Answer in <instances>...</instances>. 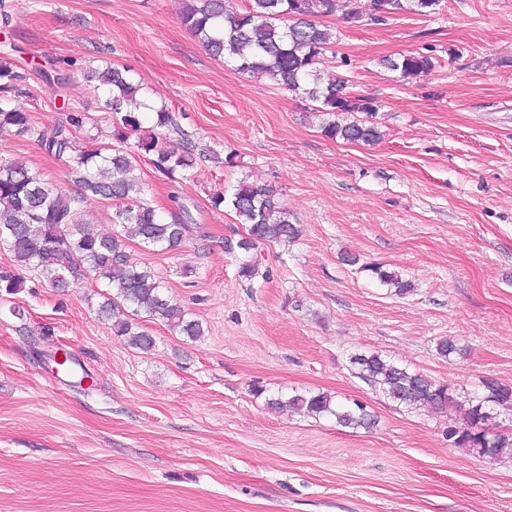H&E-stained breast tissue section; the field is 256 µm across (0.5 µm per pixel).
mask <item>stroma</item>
Here are the masks:
<instances>
[{"label": "stroma", "mask_w": 512, "mask_h": 512, "mask_svg": "<svg viewBox=\"0 0 512 512\" xmlns=\"http://www.w3.org/2000/svg\"><path fill=\"white\" fill-rule=\"evenodd\" d=\"M180 0H0V64L24 81L11 104L37 126L68 112L97 118L80 142L111 137L105 92L82 70L105 60L130 71L177 130L235 163L197 159L169 181L140 158L153 206L171 196L198 227L173 250L124 238L205 334L149 323L151 352L131 348L97 316L100 284L49 288L24 270L0 292V512H512V459L448 445L456 407L409 409L357 377L352 355L376 352L448 384H512V0H440L352 26L325 17L337 41L323 70L374 98L383 138L324 137L308 101L211 56L182 24ZM432 57L412 81L384 66ZM66 71L65 89L45 71ZM19 159L66 185L62 160L34 138L0 130V160ZM272 187L302 234L243 255L245 235L211 196L239 181ZM413 282L388 295L346 256ZM258 272L239 274L243 259ZM23 307L24 320L11 317ZM447 337L461 355L436 353ZM75 373L55 372L59 348ZM87 370L93 387L80 385ZM327 392L366 405L375 427L276 412L268 397Z\"/></svg>", "instance_id": "stroma-1"}]
</instances>
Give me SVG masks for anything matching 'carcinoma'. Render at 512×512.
Instances as JSON below:
<instances>
[{
	"instance_id": "1",
	"label": "carcinoma",
	"mask_w": 512,
	"mask_h": 512,
	"mask_svg": "<svg viewBox=\"0 0 512 512\" xmlns=\"http://www.w3.org/2000/svg\"><path fill=\"white\" fill-rule=\"evenodd\" d=\"M358 0H243L236 9L231 0H182L181 21L215 57L235 64L242 73L266 77L294 94L316 103L310 113L322 117L321 133L331 140L373 145L382 134L375 121L376 101L368 96L346 97L352 89L349 77L320 69L326 52L336 43V32L317 18L342 13L351 22V7ZM439 0H371V9L387 15L432 13ZM383 65L404 80L426 75L432 57L400 54ZM95 78L107 88L104 109L111 114L112 142L93 138L80 146L75 132L92 122L84 112L72 111L66 121L39 128L31 114L10 106L8 94L24 80L12 66L0 64V128L36 138L48 154L62 159L74 176L77 189L70 191L42 177L20 160L0 161V251L8 253L13 266L36 271L58 292L70 282L86 279L106 287L100 316L112 321V332L144 353L152 351L154 337L147 322H162L168 329L192 341L204 335L202 323L166 293L155 274L132 261L122 238H137L146 248L173 249L191 231L192 217L183 205L162 216L143 197L135 174L137 157H149L153 168L172 178L193 167L194 155L216 163L233 164V156L221 158L211 148L187 142L169 149L159 144L156 130L176 126L165 107L154 109L155 124L143 127L142 110H151L140 84L110 66ZM113 202L112 224L116 231L102 234L82 219L90 201ZM218 208L229 206L247 236L237 242L245 253L265 242H292L301 229L275 191L243 180L229 195L212 198ZM379 285L393 296L414 291L412 281L380 264H368ZM22 280L10 268L0 267V291L12 295ZM359 377L394 401L411 409L442 410L456 403L447 385L402 366L379 353L351 357ZM484 391L467 393L459 406L466 408V423L448 425V445L482 458L497 460L512 455V433L488 427L498 409L512 410V385L496 380L483 383ZM269 408L310 417L331 416L344 427L369 428L374 421L366 406L344 405L328 393H299L266 401Z\"/></svg>"
}]
</instances>
